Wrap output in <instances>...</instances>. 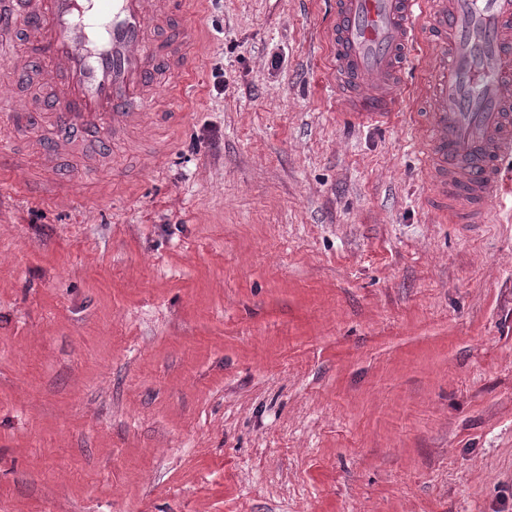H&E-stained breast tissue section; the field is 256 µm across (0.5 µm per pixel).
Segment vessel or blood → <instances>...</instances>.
I'll return each mask as SVG.
<instances>
[{
	"mask_svg": "<svg viewBox=\"0 0 512 512\" xmlns=\"http://www.w3.org/2000/svg\"><path fill=\"white\" fill-rule=\"evenodd\" d=\"M188 0H0V33L18 34L14 68L38 72L60 135L103 144L150 114L167 68L177 123L194 97ZM336 88L350 116L376 123L404 84L405 56L423 47L414 153L425 201L442 221L482 224L506 191L512 159V0H336L329 36Z\"/></svg>",
	"mask_w": 512,
	"mask_h": 512,
	"instance_id": "1",
	"label": "vessel or blood"
}]
</instances>
